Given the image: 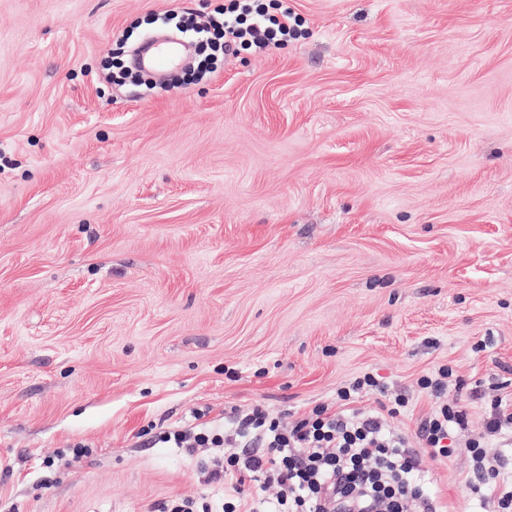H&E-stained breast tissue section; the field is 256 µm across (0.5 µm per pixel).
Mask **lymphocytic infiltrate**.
<instances>
[{"label":"lymphocytic infiltrate","mask_w":512,"mask_h":512,"mask_svg":"<svg viewBox=\"0 0 512 512\" xmlns=\"http://www.w3.org/2000/svg\"><path fill=\"white\" fill-rule=\"evenodd\" d=\"M207 27L215 36L216 50L240 44L264 53L294 34L287 21L267 16L260 0H224ZM449 375L443 367L437 377L419 380L437 400L417 427L422 453L410 450L405 436L387 431L382 422L383 416H396L407 407L402 394L383 404L380 417L365 418L355 410L336 412L323 404L288 425L256 406L244 413L231 410L228 421L236 436L264 444V452L214 458L209 478L230 477L241 488L255 475H263L279 488L276 512H404L409 498L418 501L423 512H437L414 474L421 455L453 456L451 430L468 425L466 410L444 400ZM507 431L512 432V409L498 398L485 422V439L468 447L475 467L472 491L496 503L497 512H512V481L502 479L506 462L487 440Z\"/></svg>","instance_id":"obj_1"}]
</instances>
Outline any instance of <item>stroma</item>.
<instances>
[{"label": "stroma", "instance_id": "obj_1", "mask_svg": "<svg viewBox=\"0 0 512 512\" xmlns=\"http://www.w3.org/2000/svg\"><path fill=\"white\" fill-rule=\"evenodd\" d=\"M221 2L0 0V512H223L213 449L164 433L367 372L415 450L443 366L468 426L419 474L493 512L467 443L512 399V0H263L284 47L116 78L118 34ZM438 376L439 377L437 378L428 376L420 378L419 386L422 389L427 390L431 397L435 398L436 400H441L442 397L447 394L448 381H445V379H448L449 376H452V370H449L445 367L440 368L438 370Z\"/></svg>", "mask_w": 512, "mask_h": 512}]
</instances>
